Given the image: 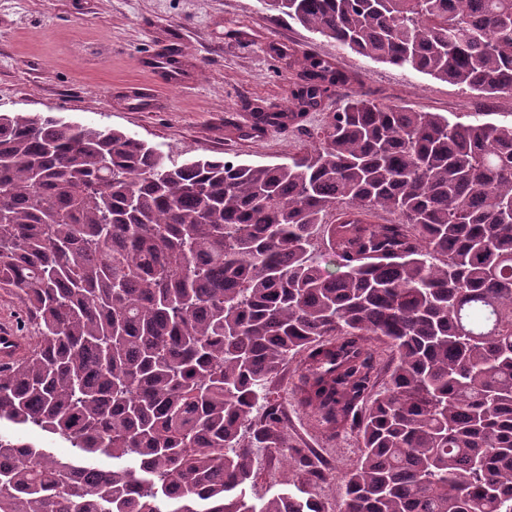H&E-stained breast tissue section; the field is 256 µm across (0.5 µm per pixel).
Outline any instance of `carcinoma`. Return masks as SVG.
I'll list each match as a JSON object with an SVG mask.
<instances>
[{
	"mask_svg": "<svg viewBox=\"0 0 512 512\" xmlns=\"http://www.w3.org/2000/svg\"><path fill=\"white\" fill-rule=\"evenodd\" d=\"M264 3L372 61L512 96V0ZM347 81L307 57L298 111L256 120L296 122ZM0 288L37 333L0 370V512H328L327 464L288 445L271 402L299 353L301 406L362 439L343 512H512V123L361 92L261 164L1 112ZM373 338L391 374L370 400ZM253 448L293 462L268 498Z\"/></svg>",
	"mask_w": 512,
	"mask_h": 512,
	"instance_id": "cac0c4a2",
	"label": "carcinoma"
}]
</instances>
